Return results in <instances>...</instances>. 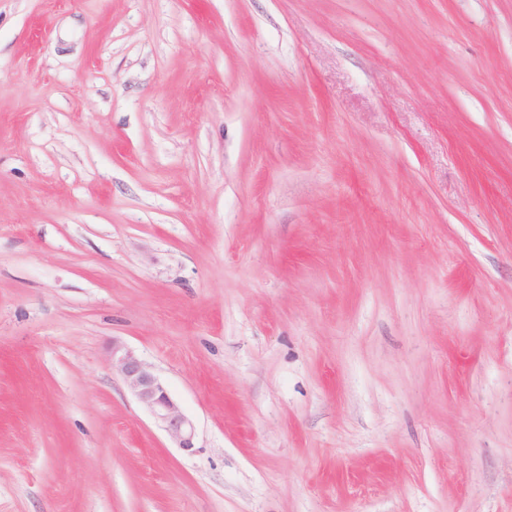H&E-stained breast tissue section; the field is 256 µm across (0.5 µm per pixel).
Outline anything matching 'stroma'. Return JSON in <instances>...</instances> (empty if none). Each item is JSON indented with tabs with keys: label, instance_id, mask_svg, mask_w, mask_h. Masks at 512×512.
Listing matches in <instances>:
<instances>
[{
	"label": "stroma",
	"instance_id": "1",
	"mask_svg": "<svg viewBox=\"0 0 512 512\" xmlns=\"http://www.w3.org/2000/svg\"><path fill=\"white\" fill-rule=\"evenodd\" d=\"M0 512H512V0H0ZM109 361L112 370L122 378L134 398L167 432L177 448L185 451L195 448L192 420L183 413L152 366L117 341L112 343Z\"/></svg>",
	"mask_w": 512,
	"mask_h": 512
}]
</instances>
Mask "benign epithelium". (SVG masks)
<instances>
[{
	"instance_id": "benign-epithelium-1",
	"label": "benign epithelium",
	"mask_w": 512,
	"mask_h": 512,
	"mask_svg": "<svg viewBox=\"0 0 512 512\" xmlns=\"http://www.w3.org/2000/svg\"><path fill=\"white\" fill-rule=\"evenodd\" d=\"M109 361L112 370L122 378L134 398L167 432L177 447L185 451L195 448L192 420L183 413L152 366L115 340L112 341Z\"/></svg>"
}]
</instances>
